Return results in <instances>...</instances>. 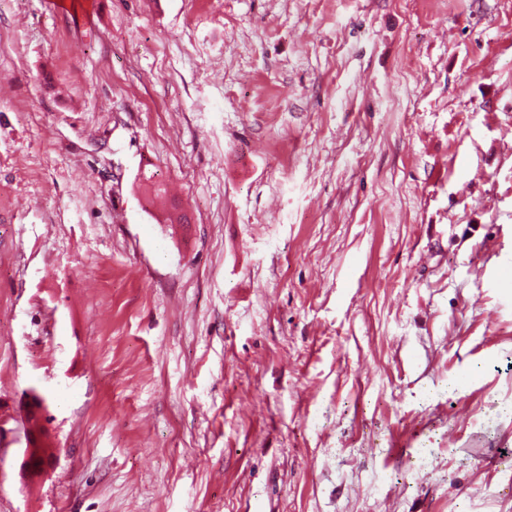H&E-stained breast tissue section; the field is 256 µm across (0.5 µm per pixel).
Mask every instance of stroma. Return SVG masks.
<instances>
[{"instance_id":"obj_1","label":"stroma","mask_w":512,"mask_h":512,"mask_svg":"<svg viewBox=\"0 0 512 512\" xmlns=\"http://www.w3.org/2000/svg\"><path fill=\"white\" fill-rule=\"evenodd\" d=\"M93 2L0 0V512H512V0ZM38 438V433L29 428L26 423L25 426V439L28 446V450L32 451L33 454L30 456L27 454V459L25 462V466L29 470V472L34 476L43 475L48 468L49 460L47 458L41 457L40 454L34 448V443Z\"/></svg>"}]
</instances>
